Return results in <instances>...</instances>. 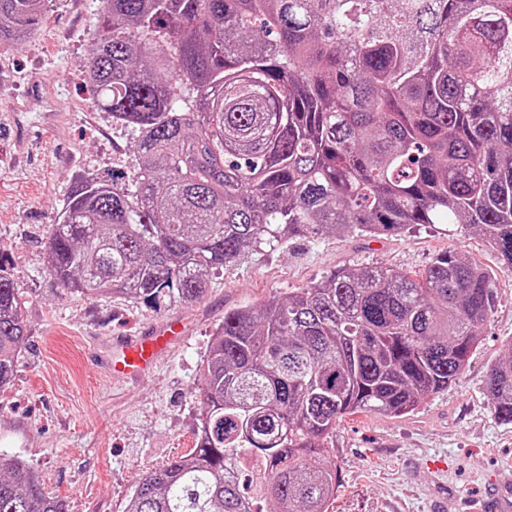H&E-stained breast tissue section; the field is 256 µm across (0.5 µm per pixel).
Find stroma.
<instances>
[{"instance_id": "stroma-1", "label": "stroma", "mask_w": 512, "mask_h": 512, "mask_svg": "<svg viewBox=\"0 0 512 512\" xmlns=\"http://www.w3.org/2000/svg\"><path fill=\"white\" fill-rule=\"evenodd\" d=\"M98 0H49L38 34L0 43V268L25 303L28 337L12 385L0 388V454L27 462L67 512H124L134 486L193 451L201 414V366L225 311L263 306L336 270L419 272L451 250L489 267L497 302L462 377L402 417H344L327 460L341 486L329 512H448L512 469V424L486 392L491 368L512 344V269L482 235L460 224H419L392 237L323 233L227 263L201 302L156 310L120 295H84L44 270L49 227L78 178L129 180L131 132L92 98L82 65L99 23ZM40 71L50 93L27 89ZM21 112H10L12 104ZM186 325L155 372L128 384L106 378L115 336H135L169 318ZM447 464L435 474L432 461Z\"/></svg>"}]
</instances>
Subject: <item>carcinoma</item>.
I'll return each instance as SVG.
<instances>
[{"label":"carcinoma","instance_id":"obj_1","mask_svg":"<svg viewBox=\"0 0 512 512\" xmlns=\"http://www.w3.org/2000/svg\"><path fill=\"white\" fill-rule=\"evenodd\" d=\"M46 0H0L22 40ZM83 65L127 127L130 181L86 179L52 225L62 287L155 308L200 300L246 254L321 232L476 227L512 267V0H102ZM494 273L448 251L411 276L346 267L224 312L203 361L192 453L126 512H329L325 441L346 415L400 417L457 381L496 304ZM24 302L0 268V387ZM512 423V343L487 385ZM255 458L244 489L231 474ZM0 512H66L0 454Z\"/></svg>","mask_w":512,"mask_h":512}]
</instances>
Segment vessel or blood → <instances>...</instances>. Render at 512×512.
<instances>
[{
  "instance_id": "obj_1",
  "label": "vessel or blood",
  "mask_w": 512,
  "mask_h": 512,
  "mask_svg": "<svg viewBox=\"0 0 512 512\" xmlns=\"http://www.w3.org/2000/svg\"><path fill=\"white\" fill-rule=\"evenodd\" d=\"M184 327L180 320L170 319L139 336L115 340L117 355L107 366L113 377L136 380L148 374L158 358L181 342ZM482 512H512V475L504 473L492 479L482 500Z\"/></svg>"
}]
</instances>
